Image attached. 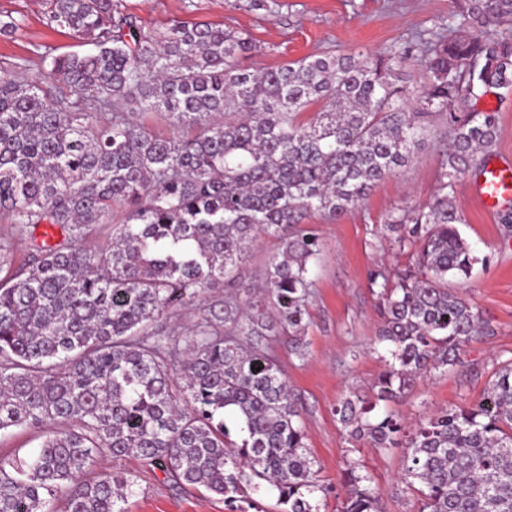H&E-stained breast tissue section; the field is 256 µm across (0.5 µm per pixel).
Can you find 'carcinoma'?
Instances as JSON below:
<instances>
[{
  "label": "carcinoma",
  "mask_w": 512,
  "mask_h": 512,
  "mask_svg": "<svg viewBox=\"0 0 512 512\" xmlns=\"http://www.w3.org/2000/svg\"><path fill=\"white\" fill-rule=\"evenodd\" d=\"M459 27L387 55L323 52L251 71L252 38L173 20L158 35L119 0H53L51 28L92 46L0 65V437L41 428L28 457L0 459V512H128L134 481L86 475L102 455L133 454L179 485L253 505L266 487L279 512H318L320 489L299 409L273 350L301 354L318 235L312 213L337 217L406 167L445 117L433 199L403 206L387 228L405 269L370 273L388 354L372 395L334 409L355 439L403 447L402 480L419 512H512V361L473 403L408 427L390 404L493 329L448 279L479 258L462 237L455 186L489 163L493 112L472 102L512 87V0H463ZM414 61L412 90L398 71ZM162 112L161 137L127 111ZM318 106L310 121L299 120ZM106 243L83 246L99 225ZM281 249L261 289L211 296L233 281L254 239ZM25 245L16 259L15 243ZM190 305L197 320L172 319ZM341 512H381L363 466L341 471Z\"/></svg>",
  "instance_id": "carcinoma-1"
}]
</instances>
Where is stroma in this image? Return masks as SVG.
I'll list each match as a JSON object with an SVG mask.
<instances>
[{
    "instance_id": "1",
    "label": "stroma",
    "mask_w": 512,
    "mask_h": 512,
    "mask_svg": "<svg viewBox=\"0 0 512 512\" xmlns=\"http://www.w3.org/2000/svg\"><path fill=\"white\" fill-rule=\"evenodd\" d=\"M125 13L142 30L158 34L171 21L210 23L245 31L258 50L243 62L249 69L272 68L301 57L334 51L340 54H385L434 30L458 36L454 0H277L272 11L231 7L227 0H120ZM52 0H0V16H12L17 32L0 36V62L16 57L30 61L32 71L43 67L38 46L55 53L85 52L82 40L50 28ZM478 110H494L498 131L492 161L512 168V88L482 97ZM429 136L404 171L375 184L365 200L341 216L307 217L323 248L311 277L315 283L306 327V355L298 357L287 343L275 346L288 384L299 399L306 444L315 458L319 492L313 502L319 512H339V484L344 460L358 461L372 476L384 512H418L416 493L401 480L404 451L379 450L352 440L334 414L337 401L352 392L368 393L384 368L381 350L372 343L381 325L378 298L370 270L386 265L405 268L409 252L391 245L386 225L390 213L403 205L430 201L438 182L447 126L441 115L426 120ZM479 179L469 173L455 187V202L465 222L462 236L479 258L470 278L449 280V288L467 299L494 330L473 339L460 365L434 371L416 381L395 405L408 423L420 422L434 409L477 400L492 372L512 359V226L501 223L499 210H484L478 200ZM280 243L259 236L238 271V284H261L272 254ZM118 470L133 478L136 493L130 512H234L223 497L174 485L157 469L134 456L119 464L103 461L94 476Z\"/></svg>"
}]
</instances>
